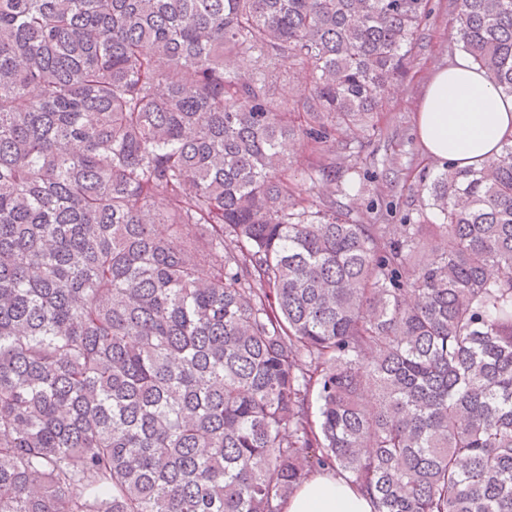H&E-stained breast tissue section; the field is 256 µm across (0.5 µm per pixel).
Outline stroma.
Here are the masks:
<instances>
[{"label":"stroma","mask_w":512,"mask_h":512,"mask_svg":"<svg viewBox=\"0 0 512 512\" xmlns=\"http://www.w3.org/2000/svg\"><path fill=\"white\" fill-rule=\"evenodd\" d=\"M427 16L408 59V72L383 97L374 114L373 128L337 133L321 151L299 145L288 182L304 190L308 174L329 166L360 179L361 190L347 197L336 195V208L351 219L372 224L419 223L431 218L421 208L415 190L422 175L439 170L427 156L416 130V112L435 66L459 54L453 18L455 0H428Z\"/></svg>","instance_id":"stroma-1"}]
</instances>
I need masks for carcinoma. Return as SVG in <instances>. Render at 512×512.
I'll list each match as a JSON object with an SVG mask.
<instances>
[{
	"label": "carcinoma",
	"instance_id": "cac0c4a2",
	"mask_svg": "<svg viewBox=\"0 0 512 512\" xmlns=\"http://www.w3.org/2000/svg\"><path fill=\"white\" fill-rule=\"evenodd\" d=\"M426 5L0 0V512H282L319 471L512 512V138L421 180L431 224L351 221L322 170L288 203ZM454 28L512 95V0ZM269 85L272 97L283 104L294 99L298 88L294 70L288 68V63L270 68Z\"/></svg>",
	"mask_w": 512,
	"mask_h": 512
}]
</instances>
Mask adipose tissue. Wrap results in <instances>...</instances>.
Wrapping results in <instances>:
<instances>
[{
  "mask_svg": "<svg viewBox=\"0 0 512 512\" xmlns=\"http://www.w3.org/2000/svg\"><path fill=\"white\" fill-rule=\"evenodd\" d=\"M426 153L458 167H479L512 137V96L496 90L466 55L437 67L417 111ZM283 512H374L370 499L344 477L316 475L283 505Z\"/></svg>",
  "mask_w": 512,
  "mask_h": 512,
  "instance_id": "adipose-tissue-1",
  "label": "adipose tissue"
}]
</instances>
